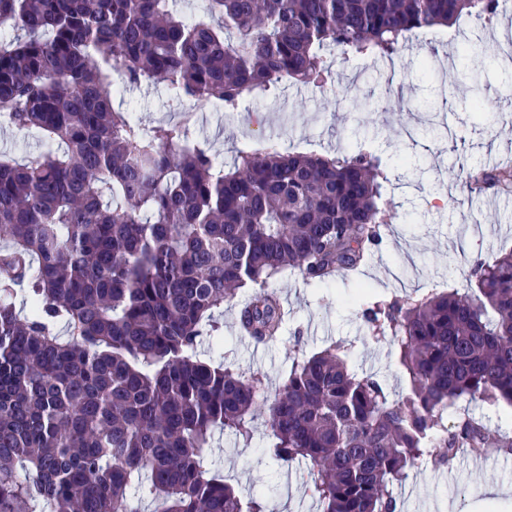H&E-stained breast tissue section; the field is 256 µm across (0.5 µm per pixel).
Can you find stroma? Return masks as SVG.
Masks as SVG:
<instances>
[{
	"label": "stroma",
	"mask_w": 512,
	"mask_h": 512,
	"mask_svg": "<svg viewBox=\"0 0 512 512\" xmlns=\"http://www.w3.org/2000/svg\"><path fill=\"white\" fill-rule=\"evenodd\" d=\"M512 29L502 19L481 23L462 16L450 27L414 33L393 61L343 58L330 50L331 85L319 88L282 83L264 99L247 98L237 113L214 105L196 106L193 139L207 143L218 161L232 165L237 150L274 144L281 151L333 155L360 145L380 157L388 181L385 198L395 215L382 225V243L359 273L328 284H308L284 275L272 287L282 300L284 324L276 342L257 345L237 332L236 306H225L223 342L206 345L204 357L229 359L246 373L261 372L277 387L294 356L319 351L329 341L350 343V368L377 377L392 398L408 391V380L386 340L369 337L362 318L382 297H420L432 291L473 293L468 268L512 248V199L463 194L462 164L489 163L491 155L512 156V54L505 45ZM436 54L434 71L419 61ZM483 61V111L470 109L468 69ZM144 124L177 121L183 102L165 83L144 85L127 95ZM444 117L457 140H435L430 121ZM480 219L478 229L459 236L458 226ZM263 430L249 445L215 432L209 457L213 470L244 497L264 496L279 512H319L312 493V466L305 460L283 465L264 455ZM502 491L500 512H512V455L460 451L444 467L419 465L397 487L401 512H474L486 486Z\"/></svg>",
	"instance_id": "1"
}]
</instances>
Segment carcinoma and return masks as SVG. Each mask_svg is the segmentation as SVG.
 Listing matches in <instances>:
<instances>
[{
    "label": "carcinoma",
    "mask_w": 512,
    "mask_h": 512,
    "mask_svg": "<svg viewBox=\"0 0 512 512\" xmlns=\"http://www.w3.org/2000/svg\"><path fill=\"white\" fill-rule=\"evenodd\" d=\"M0 0V120L38 130L28 163L0 154V512H275L209 467L214 432L313 464L320 512H398L426 459L512 454L460 399L512 407V250L476 259L477 293L382 298L363 318L410 380L389 397L332 342L260 373L207 362L224 305L252 289L240 331L276 339L272 281L323 283L380 242L387 177L362 147L334 156L241 150L233 166L191 138L192 111L147 127L113 99L154 80L237 112L286 80L323 86L322 51L391 59L410 35L499 0ZM470 193L512 190V168L466 169Z\"/></svg>",
    "instance_id": "carcinoma-1"
}]
</instances>
